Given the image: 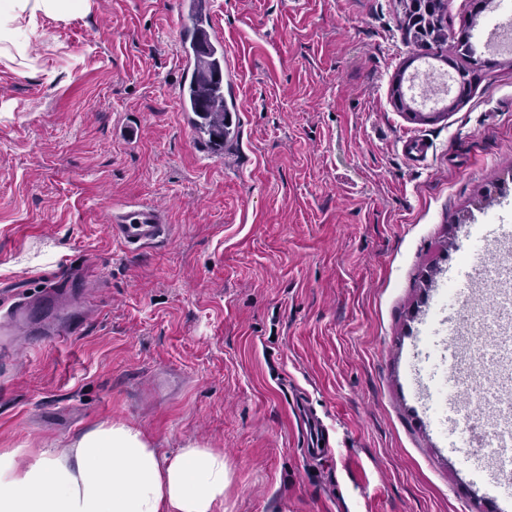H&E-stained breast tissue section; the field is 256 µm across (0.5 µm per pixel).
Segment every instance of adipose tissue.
I'll return each instance as SVG.
<instances>
[{
    "label": "adipose tissue",
    "instance_id": "ef3b65f1",
    "mask_svg": "<svg viewBox=\"0 0 512 512\" xmlns=\"http://www.w3.org/2000/svg\"><path fill=\"white\" fill-rule=\"evenodd\" d=\"M89 0H0V57L26 58L20 30L87 13ZM224 455L196 444L160 456L137 427L103 423L65 448L0 452V512H221Z\"/></svg>",
    "mask_w": 512,
    "mask_h": 512
}]
</instances>
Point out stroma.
Segmentation results:
<instances>
[{
    "label": "stroma",
    "mask_w": 512,
    "mask_h": 512,
    "mask_svg": "<svg viewBox=\"0 0 512 512\" xmlns=\"http://www.w3.org/2000/svg\"><path fill=\"white\" fill-rule=\"evenodd\" d=\"M240 122L220 151L181 112L179 0H92L0 62V304L72 272L86 330L13 326L0 451L65 448L103 422L160 455H224V512H490V445L437 422L438 309L469 232L512 225V51L463 96L399 109L423 49L399 0H213ZM140 135L131 139L128 127ZM425 157L412 159L411 140ZM166 242L125 253L113 208ZM315 410L330 451L301 452ZM109 230L113 240L127 251H139L168 235V225L163 224L157 208L142 203L126 204L120 211H113Z\"/></svg>",
    "instance_id": "stroma-1"
}]
</instances>
